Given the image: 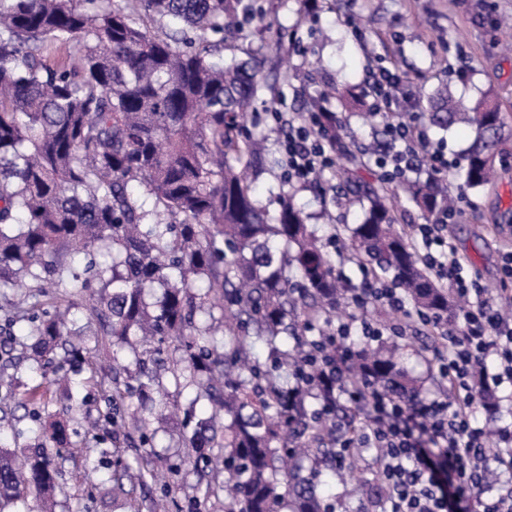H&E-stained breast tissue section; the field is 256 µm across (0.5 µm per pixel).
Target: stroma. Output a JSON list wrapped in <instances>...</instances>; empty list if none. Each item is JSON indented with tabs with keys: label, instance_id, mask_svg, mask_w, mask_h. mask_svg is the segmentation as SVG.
<instances>
[{
	"label": "stroma",
	"instance_id": "35a3bbf8",
	"mask_svg": "<svg viewBox=\"0 0 512 512\" xmlns=\"http://www.w3.org/2000/svg\"><path fill=\"white\" fill-rule=\"evenodd\" d=\"M309 10L305 0H281L275 20L292 31L288 50H269L256 24L245 25L239 39L224 42V57L262 61L264 70L287 72L278 85V108L303 112L310 97L328 84L367 85L375 68L385 67L402 78L401 91L410 109H418L419 86L447 85L464 102L492 91L505 118L502 146L509 152L496 184L466 187L449 174L448 189L460 195L458 217L448 227L464 276H478L488 293L503 297L500 265L503 252L512 248V50L498 43L490 23L499 14L512 15V0H317ZM318 66L317 81L304 77ZM73 319L87 325L84 355L101 373L112 361L108 339L99 333L87 297H75ZM48 422L27 419L0 430V449L23 461ZM53 512H127L124 499L109 492L111 459L90 454L81 458L62 454Z\"/></svg>",
	"mask_w": 512,
	"mask_h": 512
}]
</instances>
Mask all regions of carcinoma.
Wrapping results in <instances>:
<instances>
[{
    "mask_svg": "<svg viewBox=\"0 0 512 512\" xmlns=\"http://www.w3.org/2000/svg\"><path fill=\"white\" fill-rule=\"evenodd\" d=\"M248 18L281 46L253 0L0 3V289H28L0 312L24 323L42 377L23 385L18 406L39 420L64 400L67 411L90 400L78 396L93 381L83 377L82 332L67 320L70 299L89 297L102 335L112 337V361L133 357L95 400L94 424L137 452L136 466L118 458L112 472V493L127 497L128 512H139L133 491L155 479V439L168 419L160 412L153 428L140 409L170 386L184 452L153 505L168 499L187 462L205 481L191 512L212 501L222 512H336L319 486L339 475L338 445L357 431L361 412L336 398V376L306 366L355 289L336 274V258L394 282L424 316L452 320L462 311L428 276L394 212L402 196L427 216L454 211L448 186L429 176L393 185L359 175L389 148L384 131L372 129L352 151L347 123L325 122L335 154L350 165L333 203L360 214L340 224L323 208L336 253L287 185L274 212L258 204L268 136L248 124H257L254 103L266 84L256 64L220 57L222 35ZM333 94L359 108L370 91L335 87L311 108ZM418 102L441 130L473 129L458 167L466 186L491 184L504 128L491 95L467 106L445 84L419 92ZM48 284L58 291L48 294ZM351 345L356 381L408 402L438 384L430 342L417 351L422 375L401 362L409 348L401 336ZM165 346L174 353L169 367ZM66 366L75 384L59 389L46 372ZM475 388L497 424L479 369ZM185 391L194 397L182 403ZM49 438L65 451L79 445L61 421ZM354 455L371 462L352 469L348 495L382 512L378 449ZM59 477L43 444L23 467L0 451V512L29 496L37 512Z\"/></svg>",
    "mask_w": 512,
    "mask_h": 512,
    "instance_id": "1",
    "label": "carcinoma"
}]
</instances>
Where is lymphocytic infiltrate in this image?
Wrapping results in <instances>:
<instances>
[{
	"mask_svg": "<svg viewBox=\"0 0 512 512\" xmlns=\"http://www.w3.org/2000/svg\"><path fill=\"white\" fill-rule=\"evenodd\" d=\"M399 83L396 74L383 69L374 74L372 81L378 114L387 117V134L395 147L390 157V178L405 176L416 166L426 167L434 177L447 178L448 164L438 153L428 150V135L417 116L391 121V113L402 109L394 94ZM329 148L320 118L304 112L289 119L282 141L284 174L289 182L307 184L329 170ZM446 229L442 219L416 224L411 240L429 273L445 280L467 303L456 321L437 318L428 323L437 338L439 373L451 398L410 405L369 385L347 394L348 399L368 403L371 408L360 441L382 451L387 488L384 512H449L452 497L478 495L489 458L501 457L503 448L512 447L510 423L499 425L494 435L499 445L490 448L491 435L484 420L477 416L472 380L478 369L490 389L512 385V321L500 318L478 278L462 275ZM379 333L378 327L364 319L337 325L336 355L329 360L337 379H345L350 371L351 337L368 341ZM430 444L442 449V465H435L427 453Z\"/></svg>",
	"mask_w": 512,
	"mask_h": 512,
	"instance_id": "lymphocytic-infiltrate-1",
	"label": "lymphocytic infiltrate"
}]
</instances>
